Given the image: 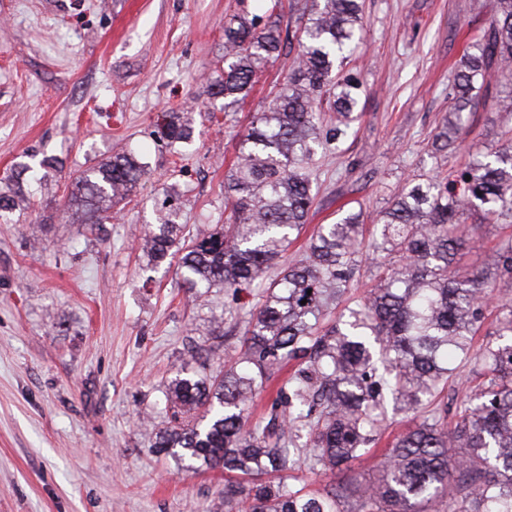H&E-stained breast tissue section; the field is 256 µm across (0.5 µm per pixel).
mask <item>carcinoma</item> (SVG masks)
<instances>
[{
    "label": "carcinoma",
    "mask_w": 512,
    "mask_h": 512,
    "mask_svg": "<svg viewBox=\"0 0 512 512\" xmlns=\"http://www.w3.org/2000/svg\"><path fill=\"white\" fill-rule=\"evenodd\" d=\"M295 33L297 67L284 78L269 109L258 114L239 143L224 183V223L185 244L178 239L180 207L166 197L140 251L156 268L179 256L191 296L214 288L235 294L269 279L252 307L229 309L224 321L244 314L246 352L206 373L202 351L171 380L166 392L170 426L155 432L153 447L209 469L250 478L224 480V512H430L457 496L448 512H512V306L489 342L473 351L486 299L498 279L512 280V244L499 248L485 269L459 277L452 271L465 246L463 224L512 217V141L479 153L453 178L405 186L374 222L373 251L388 257L375 287L347 308V317L320 324L349 282L365 231L362 212L345 211L311 235L305 257L273 277L313 204L308 171L326 146L342 142L357 119L362 81L348 73L336 83L325 125L322 96L333 74L362 40L360 0H311ZM282 48L280 32L260 16L224 22V71L210 78L212 95L231 112L257 71ZM512 62V0H491L480 40L461 57L449 90L451 111L435 142L462 139L465 113L478 105L476 85ZM181 113L161 127L169 144L188 139ZM146 170L134 153L118 155L73 177L68 208L87 224L133 191ZM17 192L0 189V219L15 209ZM475 356L485 380L456 406L448 428V359ZM295 362L267 420L248 424L256 390L273 370ZM421 421L388 449L378 477L368 483L329 486L319 496L301 493L271 472L301 469L303 460L335 473L369 454L388 421L387 399ZM355 496L354 507L343 504Z\"/></svg>",
    "instance_id": "carcinoma-1"
}]
</instances>
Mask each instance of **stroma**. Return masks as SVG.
Here are the masks:
<instances>
[{
	"instance_id": "35a3bbf8",
	"label": "stroma",
	"mask_w": 512,
	"mask_h": 512,
	"mask_svg": "<svg viewBox=\"0 0 512 512\" xmlns=\"http://www.w3.org/2000/svg\"><path fill=\"white\" fill-rule=\"evenodd\" d=\"M266 15L264 0H0V179L50 161L46 186L0 224V512H211L219 470L156 452L146 426L165 427L166 391L190 354L212 369L244 350L223 324L234 302L213 289L188 302L177 263L145 268L135 247L167 193L187 235L224 221V177L256 113L267 111L297 54L281 50L248 97L225 113L209 90L224 67V22ZM490 0H363L364 34L347 62L362 81L355 135L318 155L308 223L282 262L298 263L341 206L375 218L411 181L447 176L512 135V112L479 106L463 143L432 137L465 48L487 26ZM191 136L168 146L164 113ZM132 151L147 165L112 223L91 234L67 209L70 173ZM512 226L470 216L457 266L480 269ZM419 417L397 414L373 454L336 474L302 470L320 491L370 481L387 448Z\"/></svg>"
}]
</instances>
